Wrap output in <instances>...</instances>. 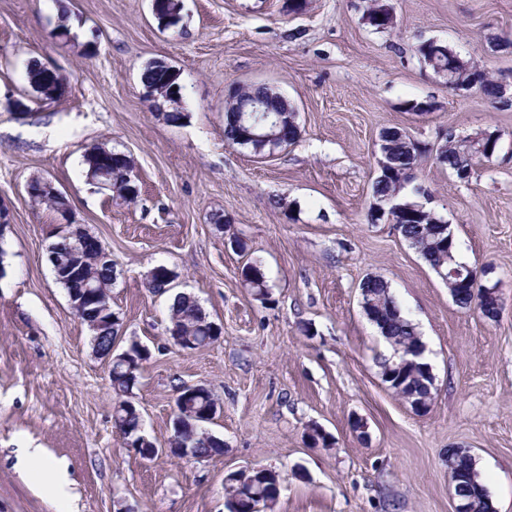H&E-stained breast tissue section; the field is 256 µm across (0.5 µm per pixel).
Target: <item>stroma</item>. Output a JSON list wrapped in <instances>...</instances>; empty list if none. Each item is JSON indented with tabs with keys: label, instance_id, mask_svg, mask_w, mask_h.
I'll return each mask as SVG.
<instances>
[{
	"label": "stroma",
	"instance_id": "obj_1",
	"mask_svg": "<svg viewBox=\"0 0 512 512\" xmlns=\"http://www.w3.org/2000/svg\"><path fill=\"white\" fill-rule=\"evenodd\" d=\"M388 2L398 25L379 32L365 0H307L299 15L289 0H184L169 30L150 0H0V210L10 217L0 235V512H227L225 476L257 467L282 476L275 512H452L456 447L474 457L496 512H512V0ZM428 39L490 71L507 105L448 88L420 60ZM34 59L70 77L65 101L37 100L26 79ZM155 60L181 73V125L145 97L140 73ZM244 84L288 98L299 141L269 158L225 143L224 98ZM15 98L26 110L8 109ZM411 100L435 107L418 115ZM393 126L425 144L498 134L469 182L430 157L414 179L450 224L459 260L495 267L497 321L458 307L393 225L368 222L379 134ZM94 144L134 158L135 202L89 183ZM37 177L112 255L124 339L152 350L132 394L146 434L165 445L176 386L202 384L221 404L209 429L222 455L147 460L121 444L109 368L49 260L61 218L25 190ZM232 234L247 241L270 300L243 285ZM158 265L223 326L216 343L173 345L170 297L146 286ZM370 275L389 282L427 348L426 413L382 379L389 348L360 306ZM313 423L331 447L307 444ZM36 449L64 468V493L40 482Z\"/></svg>",
	"mask_w": 512,
	"mask_h": 512
}]
</instances>
